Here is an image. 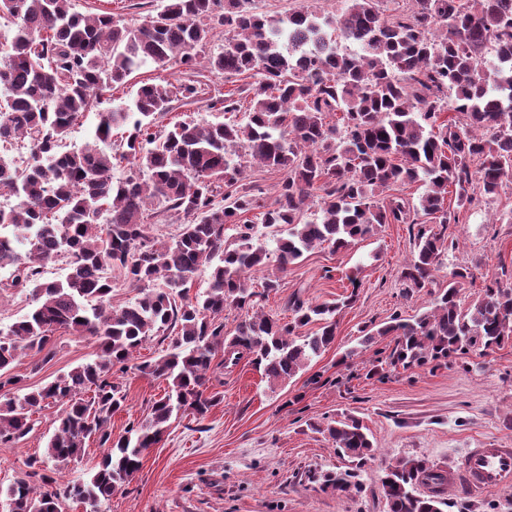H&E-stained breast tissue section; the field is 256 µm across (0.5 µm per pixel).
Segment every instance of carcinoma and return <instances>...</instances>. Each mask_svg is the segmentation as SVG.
Segmentation results:
<instances>
[{
  "label": "carcinoma",
  "instance_id": "cac0c4a2",
  "mask_svg": "<svg viewBox=\"0 0 512 512\" xmlns=\"http://www.w3.org/2000/svg\"><path fill=\"white\" fill-rule=\"evenodd\" d=\"M260 2L167 0L157 15L129 25L118 13H80L73 0H0V18L11 27L0 41V197L14 199L0 206V269L11 267V286L31 289L34 303L0 328V390L19 383L10 374L18 357L42 351L57 331L92 338L98 348L95 359L0 400V445L28 434L46 403L62 406L44 457L30 460L6 490L4 512H64L67 501L101 512L172 418L201 419L220 403L207 386L218 354L223 365L248 359L274 390L333 343L336 316L352 294L322 304L294 294L287 301L292 321L248 313L225 335L224 309L253 305L251 274L268 264L254 224L271 230L275 243L277 273L264 278L267 292L317 245L345 249L385 224H416L415 251L401 277L420 290L442 268L446 226L458 223L448 194L460 209L477 193L498 195L512 177V0H410V11L397 14L386 13L383 0H340L331 16L305 6L270 16ZM220 27L224 49L200 57ZM350 41L361 52L341 48ZM488 52L496 59L491 71L483 65ZM148 62L194 75L178 84L142 83L132 105L99 113L94 142L60 151L102 93ZM200 62L210 73L256 78L245 121L233 119L239 107L229 91L209 97L207 107L232 118L156 128L173 102L195 104L207 94L204 74L195 71ZM126 124L131 131L119 148H105L112 129ZM17 147L29 153L23 167L7 155ZM247 158L283 172L272 202L245 182ZM122 160L147 178L114 179V162ZM410 182L423 185L418 203L399 194L379 198ZM314 198L320 215L310 219ZM151 206L184 217L171 241L150 239ZM62 255L69 257L64 277L44 279L43 268ZM204 269L208 288L188 297ZM109 270L139 290L134 302L112 308ZM467 278L465 269L452 271L430 309L412 319L391 316L362 345L394 337L386 363L406 370L503 346L512 339V287L488 286L465 309L459 292ZM315 322L316 332L299 333ZM153 336L168 339V347L139 370L167 381V391L114 439L110 421L126 393L113 369L124 371ZM325 431L355 466L375 457L358 418ZM94 437L105 447L98 469L55 486L49 466L78 458ZM355 477L327 472L320 481L341 494L358 487ZM381 482L389 512L448 508L447 472L424 459L387 466Z\"/></svg>",
  "mask_w": 512,
  "mask_h": 512
}]
</instances>
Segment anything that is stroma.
Segmentation results:
<instances>
[{
    "instance_id": "stroma-1",
    "label": "stroma",
    "mask_w": 512,
    "mask_h": 512,
    "mask_svg": "<svg viewBox=\"0 0 512 512\" xmlns=\"http://www.w3.org/2000/svg\"><path fill=\"white\" fill-rule=\"evenodd\" d=\"M185 68L150 63L132 79L104 92L97 110L73 126L66 149L91 143L100 113L129 104L145 80H185ZM512 183L492 199L461 209L449 225L444 266L419 292L400 280L414 251L412 225L387 224L348 249L321 246L288 268L278 291L258 298L266 313L289 321L286 302L293 294L313 303L355 293V302L338 318L334 342L286 387L271 390L261 371L241 362L212 367L210 391L221 402L205 419L171 420L162 440L148 449L141 469L105 505V512H388L382 469L398 459L421 458L442 470L457 469L467 449L512 446V342L484 356L471 355L434 368L391 369L384 361L394 342L385 336L359 349L362 328H377L393 315L421 313L449 273L469 268L472 277L460 291L462 306L482 295L487 285H512ZM358 272L351 288L348 276ZM166 345L152 338L117 373L127 399L113 415V435L128 422L144 419L167 384L140 372L142 363L159 358ZM356 356H349V349ZM94 339L55 333L41 353L18 358L11 370L20 396L71 368L94 359ZM377 375H370L372 366ZM60 414L52 404L32 417L30 432L17 443L0 446V488L42 457ZM357 416L377 450L358 472L361 491L339 495L322 488L319 474L348 470L337 455L324 424ZM447 512H512V489H492L473 497L448 494Z\"/></svg>"
}]
</instances>
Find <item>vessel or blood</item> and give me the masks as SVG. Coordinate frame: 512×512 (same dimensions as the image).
I'll return each mask as SVG.
<instances>
[{
    "label": "vessel or blood",
    "instance_id": "vessel-or-blood-1",
    "mask_svg": "<svg viewBox=\"0 0 512 512\" xmlns=\"http://www.w3.org/2000/svg\"><path fill=\"white\" fill-rule=\"evenodd\" d=\"M449 487H463L479 495L494 488L512 486V448H472L464 457L460 473L448 476Z\"/></svg>",
    "mask_w": 512,
    "mask_h": 512
}]
</instances>
